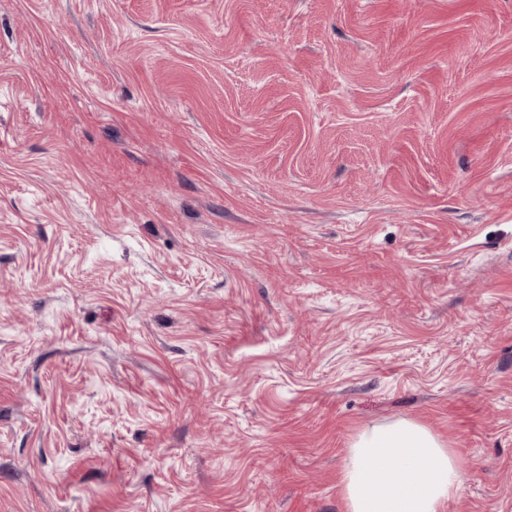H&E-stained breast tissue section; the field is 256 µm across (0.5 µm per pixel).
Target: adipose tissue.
Masks as SVG:
<instances>
[{
    "mask_svg": "<svg viewBox=\"0 0 512 512\" xmlns=\"http://www.w3.org/2000/svg\"><path fill=\"white\" fill-rule=\"evenodd\" d=\"M342 487L347 512H445L462 477L455 455L430 430L400 420L356 436Z\"/></svg>",
    "mask_w": 512,
    "mask_h": 512,
    "instance_id": "adipose-tissue-1",
    "label": "adipose tissue"
}]
</instances>
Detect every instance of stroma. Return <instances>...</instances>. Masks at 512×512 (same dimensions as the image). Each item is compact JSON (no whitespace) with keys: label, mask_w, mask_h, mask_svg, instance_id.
<instances>
[{"label":"stroma","mask_w":512,"mask_h":512,"mask_svg":"<svg viewBox=\"0 0 512 512\" xmlns=\"http://www.w3.org/2000/svg\"><path fill=\"white\" fill-rule=\"evenodd\" d=\"M399 420L512 512V0H0V512H346Z\"/></svg>","instance_id":"obj_1"}]
</instances>
